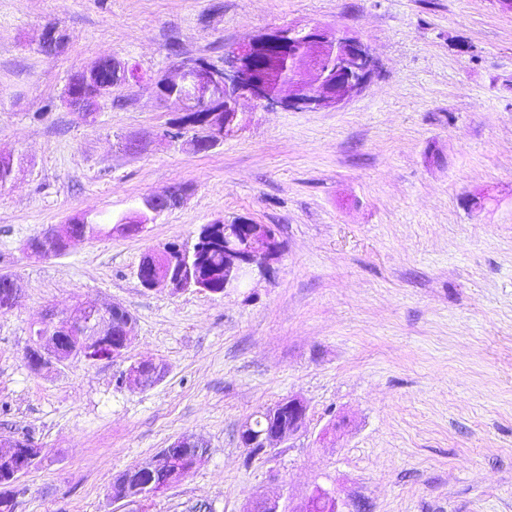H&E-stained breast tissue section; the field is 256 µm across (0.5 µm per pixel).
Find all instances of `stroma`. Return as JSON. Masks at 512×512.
<instances>
[{"label":"stroma","instance_id":"obj_1","mask_svg":"<svg viewBox=\"0 0 512 512\" xmlns=\"http://www.w3.org/2000/svg\"><path fill=\"white\" fill-rule=\"evenodd\" d=\"M314 25L370 47L362 91L316 111L241 102L243 129L205 151L168 137L178 113L153 83L174 64ZM104 58L138 77L88 122L64 92ZM1 153L19 161L0 274L20 301L0 313V441L41 450L16 512H114V478L184 434L208 456L151 512L318 486L345 512H512V14L494 0H0ZM174 185L181 203L139 234L26 251ZM239 216L283 241L270 273L221 296L140 285L146 252ZM79 303L132 314L125 356L31 371V327ZM143 360L161 380L121 384ZM289 396L305 429L251 453L241 425Z\"/></svg>","mask_w":512,"mask_h":512}]
</instances>
